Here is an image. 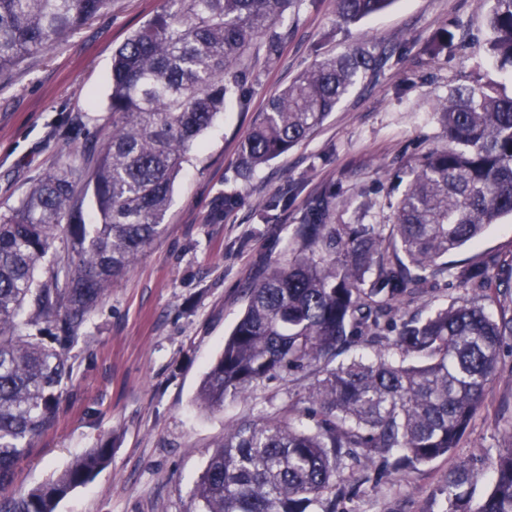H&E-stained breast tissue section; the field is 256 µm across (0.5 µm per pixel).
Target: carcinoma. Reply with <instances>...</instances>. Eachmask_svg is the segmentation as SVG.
<instances>
[{"mask_svg": "<svg viewBox=\"0 0 512 512\" xmlns=\"http://www.w3.org/2000/svg\"><path fill=\"white\" fill-rule=\"evenodd\" d=\"M291 0H170L119 46L112 60V131L92 172L47 171L20 203L0 213V487L31 440L55 420L73 364L69 349L112 282L125 276L165 230L175 179L199 136L242 87L246 60L279 51L275 25ZM356 23L394 0H337ZM486 51L512 81V0H491ZM107 0H0V77L26 57L62 43ZM456 34L439 31L438 56ZM381 58L351 48L302 71L269 98L239 153L242 176L288 152ZM445 146L423 155L383 234L373 224L327 223L315 203L285 262L246 289L243 316L224 340L196 396L218 411L227 397L294 371L316 377L313 428L288 418L244 421L224 432L194 489L199 512H335L337 464L381 457L415 468L448 455L481 410L505 344L512 308L488 313L489 266L454 267L470 296L425 318L399 304L448 270L444 259L485 228L512 218V91L481 78L450 91L436 112ZM91 197L96 222L83 216ZM63 243L58 252L56 243ZM51 342L45 343L44 337ZM386 341L374 357H336ZM413 356L416 363L406 359ZM112 455L101 442L49 482L0 498V512H55ZM475 498L470 469L448 474L447 512H512V431Z\"/></svg>", "mask_w": 512, "mask_h": 512, "instance_id": "carcinoma-1", "label": "carcinoma"}]
</instances>
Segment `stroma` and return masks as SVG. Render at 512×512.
Returning <instances> with one entry per match:
<instances>
[{
    "label": "stroma",
    "instance_id": "obj_1",
    "mask_svg": "<svg viewBox=\"0 0 512 512\" xmlns=\"http://www.w3.org/2000/svg\"><path fill=\"white\" fill-rule=\"evenodd\" d=\"M166 0H110L67 41L28 59L0 83V211L18 205L51 166L85 165L112 128L108 110L115 49ZM487 6L479 0H394L384 11L341 23L336 0H292L277 30L281 49L258 54L242 90L200 136L175 182L165 232L93 313L70 356L73 375L57 419L37 437L7 495L27 493L98 442L112 458L56 512H196V482L212 447L244 419H305L315 381L294 372L260 382L223 410L194 397L246 306L245 287L285 250L311 205L332 224L388 230L392 206L417 158L443 145L438 102L476 77L497 79L487 60ZM465 30L464 46L433 57L442 29ZM385 57L304 142L242 179L238 156L258 112L315 62L352 47ZM239 203L225 210L224 197ZM276 202L270 223L259 212ZM483 258L493 287L512 289V220L490 225L448 263ZM452 274L439 277L407 314L426 317L464 298ZM512 429V349L504 348L486 405L453 453L418 468L379 473V461L342 458L348 492L336 512H444L448 474L493 454Z\"/></svg>",
    "mask_w": 512,
    "mask_h": 512
}]
</instances>
